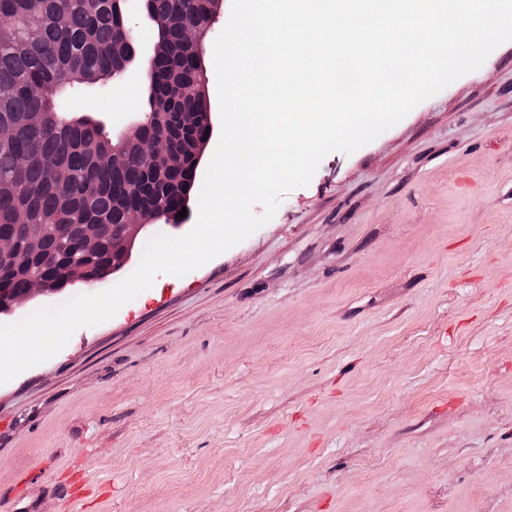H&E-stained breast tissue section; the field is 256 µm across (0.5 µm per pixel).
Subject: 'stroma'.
<instances>
[{
	"mask_svg": "<svg viewBox=\"0 0 512 512\" xmlns=\"http://www.w3.org/2000/svg\"><path fill=\"white\" fill-rule=\"evenodd\" d=\"M22 471L35 512H512V42L0 385V512Z\"/></svg>",
	"mask_w": 512,
	"mask_h": 512,
	"instance_id": "stroma-1",
	"label": "stroma"
}]
</instances>
